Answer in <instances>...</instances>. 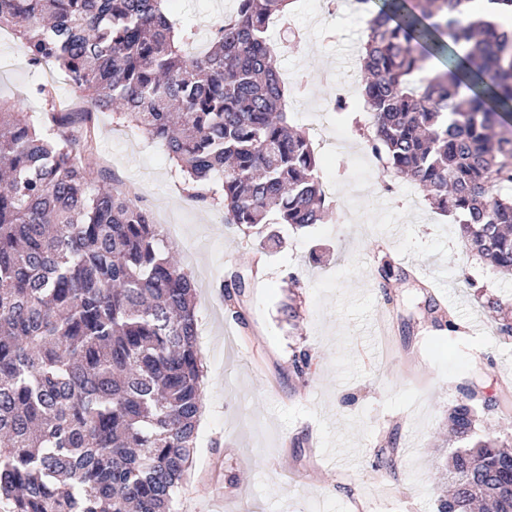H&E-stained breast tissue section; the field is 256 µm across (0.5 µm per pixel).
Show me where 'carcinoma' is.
<instances>
[{
    "label": "carcinoma",
    "mask_w": 512,
    "mask_h": 512,
    "mask_svg": "<svg viewBox=\"0 0 512 512\" xmlns=\"http://www.w3.org/2000/svg\"><path fill=\"white\" fill-rule=\"evenodd\" d=\"M167 0H0V30L54 64L79 112L39 119L0 101V507L173 512L204 407L196 287L138 200L86 161L89 116L119 103L185 175L187 196L261 239L321 224L329 204L291 123L269 23L292 0H237L235 19L175 27ZM362 69L383 169L452 215L512 274V0H382ZM443 59V68L431 65ZM257 270L221 285L242 302ZM381 288L407 279L383 263ZM432 324L455 323L428 304ZM477 385L448 413L456 447L438 512H512V448L479 427Z\"/></svg>",
    "instance_id": "carcinoma-1"
}]
</instances>
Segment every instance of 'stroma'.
<instances>
[{"instance_id":"1","label":"stroma","mask_w":512,"mask_h":512,"mask_svg":"<svg viewBox=\"0 0 512 512\" xmlns=\"http://www.w3.org/2000/svg\"><path fill=\"white\" fill-rule=\"evenodd\" d=\"M317 4L295 0L290 27L269 32L280 71L304 81L297 99L306 109L293 123L309 134L337 83L362 79L359 67L342 64L361 45V14L343 7L327 18ZM231 5L170 0L168 10L176 23L206 30ZM37 83L57 100L78 98L60 70L30 65L19 39L0 35V97L41 114L29 93ZM367 122L361 112L335 114L332 128L350 145L318 153L321 179L336 186L326 222L276 225L277 241L265 248L225 224L221 208L189 201L163 147L119 111L96 115L91 167L135 193L154 224L182 226L165 246L197 283L205 408L175 512H437L448 410L473 380L505 395L486 423L512 436V335L500 330L512 321V276L466 249L453 217L408 205L424 193L368 162L359 147ZM387 260L408 279L385 291L377 268ZM248 265L258 274L235 315L220 285ZM292 300L295 321L284 313ZM431 302L457 332L432 325ZM297 348L311 357L301 379L291 366Z\"/></svg>"}]
</instances>
